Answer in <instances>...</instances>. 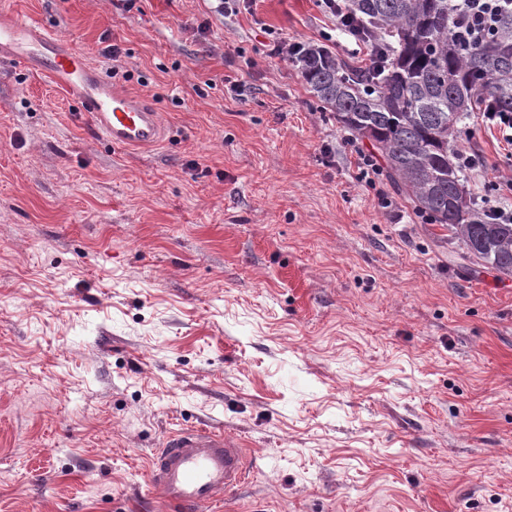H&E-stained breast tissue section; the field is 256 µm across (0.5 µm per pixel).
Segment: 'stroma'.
<instances>
[{
	"instance_id": "35a3bbf8",
	"label": "stroma",
	"mask_w": 512,
	"mask_h": 512,
	"mask_svg": "<svg viewBox=\"0 0 512 512\" xmlns=\"http://www.w3.org/2000/svg\"><path fill=\"white\" fill-rule=\"evenodd\" d=\"M0 7L72 37L166 129L112 148L0 62V512H176L148 464L184 428L254 465L205 512H512V274L405 198L380 209L348 130L267 57H348L317 0ZM455 145L486 162L460 173L468 199L512 177L476 115Z\"/></svg>"
}]
</instances>
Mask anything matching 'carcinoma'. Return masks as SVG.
I'll list each match as a JSON object with an SVG mask.
<instances>
[{
	"label": "carcinoma",
	"instance_id": "obj_1",
	"mask_svg": "<svg viewBox=\"0 0 512 512\" xmlns=\"http://www.w3.org/2000/svg\"><path fill=\"white\" fill-rule=\"evenodd\" d=\"M481 41L454 36L452 0H349L370 27L381 62L365 68L309 45L289 55L312 96L343 127L370 142L397 191L482 265L512 274V224L474 209L450 159L457 124L490 105L512 112V0Z\"/></svg>",
	"mask_w": 512,
	"mask_h": 512
}]
</instances>
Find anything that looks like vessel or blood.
Here are the masks:
<instances>
[{"label":"vessel or blood","instance_id":"1","mask_svg":"<svg viewBox=\"0 0 512 512\" xmlns=\"http://www.w3.org/2000/svg\"><path fill=\"white\" fill-rule=\"evenodd\" d=\"M1 59L48 75L112 147H150L164 136L159 114L147 99L111 81L66 35L0 10ZM250 476L237 440L205 429L169 437L149 466L151 484L181 512H201Z\"/></svg>","mask_w":512,"mask_h":512}]
</instances>
